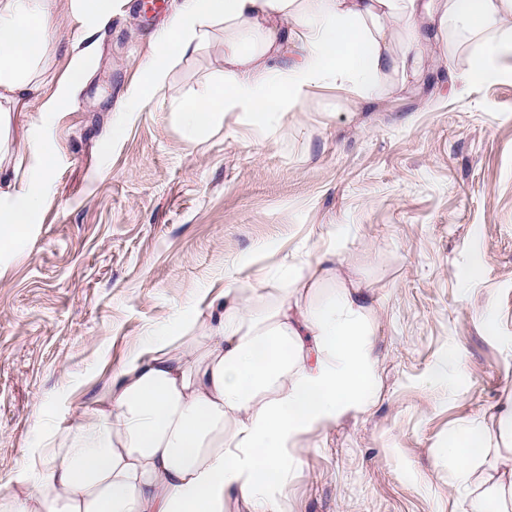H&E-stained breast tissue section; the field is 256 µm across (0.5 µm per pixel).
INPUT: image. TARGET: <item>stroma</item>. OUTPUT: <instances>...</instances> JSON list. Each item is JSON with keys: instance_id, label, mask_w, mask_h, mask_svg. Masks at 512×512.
Here are the masks:
<instances>
[{"instance_id": "1", "label": "stroma", "mask_w": 512, "mask_h": 512, "mask_svg": "<svg viewBox=\"0 0 512 512\" xmlns=\"http://www.w3.org/2000/svg\"><path fill=\"white\" fill-rule=\"evenodd\" d=\"M114 0L88 34L62 6L45 51L47 91L73 57L85 79L58 112L14 111L39 140L18 179L50 184L26 242L0 258V496L31 448L66 433L153 329L195 335L225 286L271 302L290 266L303 303L366 289L378 365L372 405L301 433L284 512H499L488 478L512 466V57L464 94L453 75L480 50L436 45L421 83L366 99L336 83L257 125L247 109L190 140L177 112L224 71V25L173 57L150 101L144 62L182 0ZM120 136H113L115 125ZM492 441L458 483L448 446Z\"/></svg>"}]
</instances>
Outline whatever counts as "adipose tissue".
I'll return each mask as SVG.
<instances>
[{"mask_svg": "<svg viewBox=\"0 0 512 512\" xmlns=\"http://www.w3.org/2000/svg\"><path fill=\"white\" fill-rule=\"evenodd\" d=\"M57 0H0V125L8 107L39 95ZM219 20L224 75L178 112L189 137L243 106L255 123L298 103L328 79L369 98L391 74L418 76L450 24L482 50L453 77L465 89L512 54V0H183L159 33L164 54L143 68L142 98L165 77V53L193 52L202 20ZM0 257L18 249L45 200L43 187L0 185ZM255 310L225 289L199 336L162 330L112 374L64 436L34 448L36 475L16 472L0 512H282L270 493L288 475L289 449L305 431L365 410L376 359L362 288H342L319 309L293 298Z\"/></svg>", "mask_w": 512, "mask_h": 512, "instance_id": "adipose-tissue-1", "label": "adipose tissue"}]
</instances>
